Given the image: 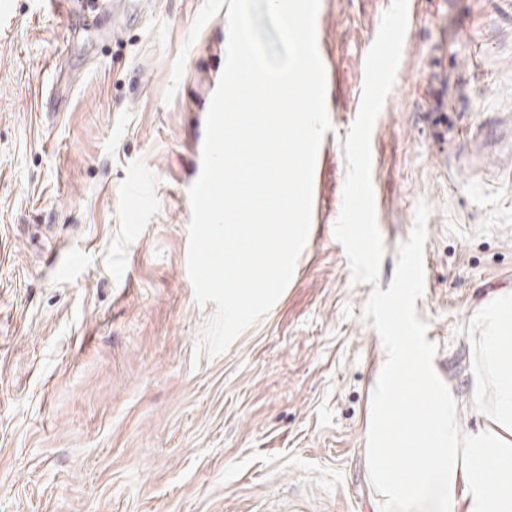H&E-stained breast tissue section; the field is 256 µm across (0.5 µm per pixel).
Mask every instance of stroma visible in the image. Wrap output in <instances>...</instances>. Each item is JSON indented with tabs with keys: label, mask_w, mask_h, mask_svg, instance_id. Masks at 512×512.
Returning a JSON list of instances; mask_svg holds the SVG:
<instances>
[{
	"label": "stroma",
	"mask_w": 512,
	"mask_h": 512,
	"mask_svg": "<svg viewBox=\"0 0 512 512\" xmlns=\"http://www.w3.org/2000/svg\"><path fill=\"white\" fill-rule=\"evenodd\" d=\"M0 0V512H374L362 450L384 359L362 318L427 201L416 301L472 409L477 311L512 292V0L415 12L373 148L385 254L355 284L333 229L363 52L391 0H320L331 122L312 221L270 310L196 352L188 191L228 0Z\"/></svg>",
	"instance_id": "35a3bbf8"
}]
</instances>
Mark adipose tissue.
<instances>
[{
  "label": "adipose tissue",
  "instance_id": "obj_1",
  "mask_svg": "<svg viewBox=\"0 0 512 512\" xmlns=\"http://www.w3.org/2000/svg\"><path fill=\"white\" fill-rule=\"evenodd\" d=\"M478 316L474 430H462L456 396L408 329L393 336L362 450L375 512H512V293Z\"/></svg>",
  "mask_w": 512,
  "mask_h": 512
}]
</instances>
